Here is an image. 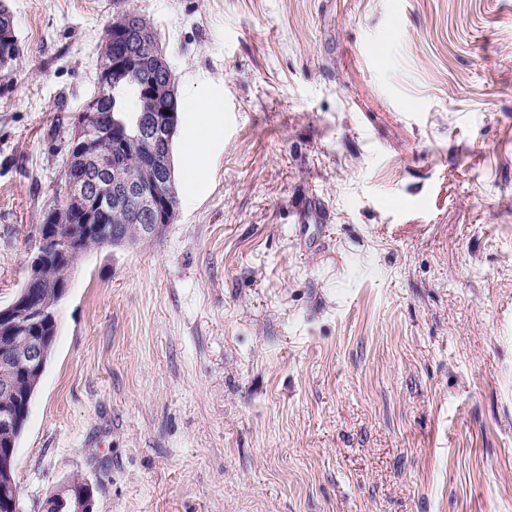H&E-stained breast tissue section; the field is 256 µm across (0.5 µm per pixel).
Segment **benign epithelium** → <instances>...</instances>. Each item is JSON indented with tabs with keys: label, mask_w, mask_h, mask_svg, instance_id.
Returning <instances> with one entry per match:
<instances>
[{
	"label": "benign epithelium",
	"mask_w": 512,
	"mask_h": 512,
	"mask_svg": "<svg viewBox=\"0 0 512 512\" xmlns=\"http://www.w3.org/2000/svg\"><path fill=\"white\" fill-rule=\"evenodd\" d=\"M137 28L125 17L112 22V39L127 40L136 36ZM137 59L133 56L114 57L108 49H103L98 60L99 81L110 78L112 70L133 65ZM161 67L167 73L152 79L142 88L143 95L160 110L138 118L135 129V141L154 139L171 143L176 132V116L174 113V98L176 89L172 71L166 62ZM101 95L94 96L83 107L80 121L73 127L74 141L82 142L76 154L70 155L65 164V201L74 212L82 215L86 222L85 232L103 245H115L117 238L108 226L93 224L96 215L110 213L114 208H121L129 201H136L138 210L145 219L139 225L141 237L151 239L161 233L165 225L172 223L176 215L177 205L174 191L170 189L173 183L169 157L158 155L153 165L154 177L149 182H143L137 177L122 176L119 179L110 177L109 173L100 169L93 175H85L84 168L88 155L92 152L93 143L88 139L89 124L95 112L101 107ZM55 212L48 214L46 233L48 240L55 242V251L63 259L69 269H74L82 256L81 250L70 247L67 238L61 236L63 229H76L74 224L54 223ZM48 255L43 252L34 254L28 265L27 277L12 301L0 305V335L19 336L14 349L0 358V362L8 365H22L32 370L43 369L49 347L40 338L41 328L48 323L56 322L55 312L36 305L32 301L34 289L43 287L42 267ZM31 402V394L18 395L10 382L0 385V430L9 432L16 425L20 416L27 413ZM16 446L8 441L0 446V459L5 460L4 476L0 479V503L5 512H22L18 497V488L11 477L10 464L15 455ZM59 499L70 500L71 512H92V496L77 492L68 484L59 492Z\"/></svg>",
	"instance_id": "7a95c632"
}]
</instances>
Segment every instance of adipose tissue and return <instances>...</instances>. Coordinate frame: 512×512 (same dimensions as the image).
<instances>
[{
	"mask_svg": "<svg viewBox=\"0 0 512 512\" xmlns=\"http://www.w3.org/2000/svg\"><path fill=\"white\" fill-rule=\"evenodd\" d=\"M220 102L210 98H196L187 105L185 131L181 142L184 167L183 191L185 198H193L199 173V161L207 144L215 137L217 130L209 116L220 111Z\"/></svg>",
	"mask_w": 512,
	"mask_h": 512,
	"instance_id": "ef3b65f1",
	"label": "adipose tissue"
}]
</instances>
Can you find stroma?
<instances>
[{
  "mask_svg": "<svg viewBox=\"0 0 512 512\" xmlns=\"http://www.w3.org/2000/svg\"><path fill=\"white\" fill-rule=\"evenodd\" d=\"M1 1L0 305L115 18L222 103L193 202L73 271L22 512H512V0ZM18 55V39L13 18L4 4H0V68L13 64ZM66 482L72 484L76 491H74L72 486L66 483L61 488L58 498L65 502L66 498H69L71 512H92V495H88L84 492L79 493L82 490H87L84 485L85 480L73 478Z\"/></svg>",
  "mask_w": 512,
  "mask_h": 512,
  "instance_id": "obj_1",
  "label": "stroma"
}]
</instances>
